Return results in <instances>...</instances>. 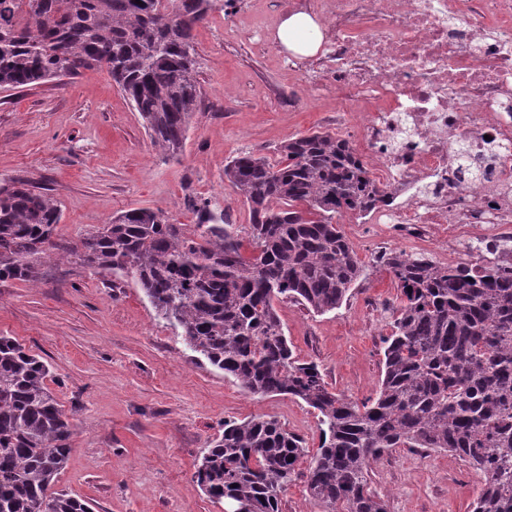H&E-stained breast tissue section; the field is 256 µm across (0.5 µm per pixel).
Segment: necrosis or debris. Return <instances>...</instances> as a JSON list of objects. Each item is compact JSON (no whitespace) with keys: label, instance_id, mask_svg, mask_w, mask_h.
Listing matches in <instances>:
<instances>
[{"label":"necrosis or debris","instance_id":"4bbe7bcc","mask_svg":"<svg viewBox=\"0 0 512 512\" xmlns=\"http://www.w3.org/2000/svg\"><path fill=\"white\" fill-rule=\"evenodd\" d=\"M381 200L348 224L512 223V0H290Z\"/></svg>","mask_w":512,"mask_h":512}]
</instances>
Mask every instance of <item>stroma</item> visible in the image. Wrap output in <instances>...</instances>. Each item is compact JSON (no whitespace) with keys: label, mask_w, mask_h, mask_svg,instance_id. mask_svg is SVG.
Returning a JSON list of instances; mask_svg holds the SVG:
<instances>
[{"label":"stroma","mask_w":512,"mask_h":512,"mask_svg":"<svg viewBox=\"0 0 512 512\" xmlns=\"http://www.w3.org/2000/svg\"><path fill=\"white\" fill-rule=\"evenodd\" d=\"M289 0H217L194 30L201 103L182 153L155 148L129 99L106 71L90 69L20 90H0V187L20 180L57 199L55 238L75 243L112 216L138 207L192 224L185 201L210 202L230 221L248 205L224 182V165L250 152L277 159L288 139L333 130L336 97L269 40ZM367 266L342 306L317 314L280 301L276 310L295 355L318 364L333 390L362 401L382 373L380 339L398 290L375 264L394 249L440 264L467 261L484 231L476 224H346ZM467 248L449 252L445 238ZM0 336L50 366V389L75 425L58 486L92 500L94 512H224L194 479L195 466L225 421L265 416L319 445L318 418L289 395L255 396L196 361L128 279L73 262L43 266L32 285L0 282ZM482 476L445 451L398 448L372 465L371 486L388 512H471Z\"/></svg>","instance_id":"stroma-1"}]
</instances>
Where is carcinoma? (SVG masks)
<instances>
[{
    "label": "carcinoma",
    "instance_id": "cac0c4a2",
    "mask_svg": "<svg viewBox=\"0 0 512 512\" xmlns=\"http://www.w3.org/2000/svg\"><path fill=\"white\" fill-rule=\"evenodd\" d=\"M214 0H0V89L104 67L166 156L184 146L201 90L194 26ZM280 159L244 153L224 180L250 223L187 201L195 224L132 208L78 245L53 239L57 201L22 182L0 189V282L35 283L51 261L129 277L183 343L253 395L286 394L318 412L320 442L278 420L224 422L194 478L214 502L281 512L300 479L322 512H387L370 487L372 464L395 448L448 451L483 475L472 512H512V238L444 266L384 252L400 290L382 337L376 397L330 389L318 365L293 353L274 307L338 309L365 271L336 215L377 201L350 144L329 132L289 140ZM498 260L485 261V255ZM50 369L0 336V512H93L56 489L75 426L47 384Z\"/></svg>",
    "mask_w": 512,
    "mask_h": 512
}]
</instances>
